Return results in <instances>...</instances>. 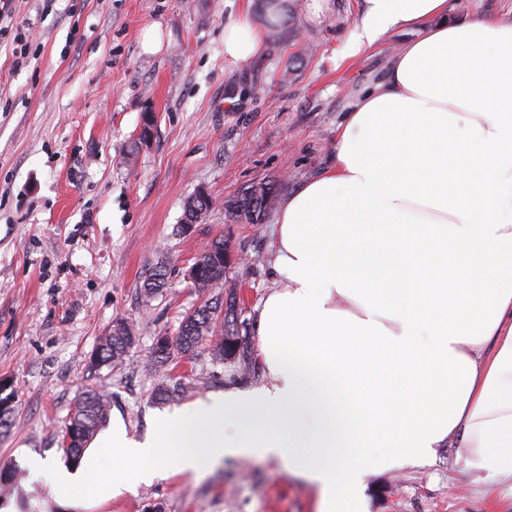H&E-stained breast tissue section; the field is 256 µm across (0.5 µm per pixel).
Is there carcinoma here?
Listing matches in <instances>:
<instances>
[{"label":"carcinoma","mask_w":512,"mask_h":512,"mask_svg":"<svg viewBox=\"0 0 512 512\" xmlns=\"http://www.w3.org/2000/svg\"><path fill=\"white\" fill-rule=\"evenodd\" d=\"M274 40L281 39L280 19L284 11L283 0H259ZM278 188L270 182L251 186L245 193L226 205V210L236 222L262 223L277 197ZM212 207L210 195L196 193L184 207V217L179 232L198 223V213L204 214ZM229 249L224 236L211 240L195 258L193 266L198 269L193 288L206 300L193 311L184 315L176 336L171 338L167 350H152L150 358L154 365L170 364L178 355H186L201 347H208L214 359L222 361L236 354L239 348L238 324L236 321V298L233 293H224L226 258ZM165 286L164 273L156 269L143 281L142 293L146 298L156 296ZM132 344L131 329L118 324L103 337L90 357L93 368L116 366L123 362ZM111 405L108 399L95 389L83 391L77 398L75 412L67 425L63 438L64 452L68 459L78 462L94 434L106 422Z\"/></svg>","instance_id":"1"}]
</instances>
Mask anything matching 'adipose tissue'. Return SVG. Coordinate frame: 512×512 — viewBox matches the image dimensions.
Instances as JSON below:
<instances>
[{"label":"adipose tissue","mask_w":512,"mask_h":512,"mask_svg":"<svg viewBox=\"0 0 512 512\" xmlns=\"http://www.w3.org/2000/svg\"><path fill=\"white\" fill-rule=\"evenodd\" d=\"M416 36L340 124L336 163L284 200L258 314L268 381L167 413L144 440L114 422L74 469L27 460L56 498L88 507L164 471L280 459L317 512H369L363 477L464 451L478 482L512 486V17L453 22L448 0H364L358 44ZM248 17L224 55L256 57ZM461 256L457 285L433 259ZM466 295L461 305L449 292Z\"/></svg>","instance_id":"1"}]
</instances>
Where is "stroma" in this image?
I'll list each match as a JSON object with an SVG mask.
<instances>
[{"label":"stroma","instance_id":"35a3bbf8","mask_svg":"<svg viewBox=\"0 0 512 512\" xmlns=\"http://www.w3.org/2000/svg\"><path fill=\"white\" fill-rule=\"evenodd\" d=\"M14 5L18 26L38 35L39 57L20 66L0 46V397L13 411L0 433V507L61 512L50 484L30 481L23 462L67 465L65 427L85 388L107 393L110 418L141 437L166 410L154 399L158 387L193 383L178 402L186 409L264 383L255 324L265 297L287 284L273 267L279 210L259 224L234 223L224 205L267 181L285 200L331 168L339 125L412 34L390 31L352 55L364 0H298L293 32L236 64L224 55V30L244 14L264 28L257 0ZM148 108L157 121L142 144ZM201 187L214 205L179 233ZM220 235L230 245L224 285L236 293L243 359L218 363L199 349L151 364L156 338L175 335L200 305L187 274ZM157 268L167 286L145 298L143 280ZM119 321L134 335L123 363L90 368ZM457 455L439 448L423 465L366 476L370 512H512V499L474 484ZM316 502L287 462L238 458L85 512H316Z\"/></svg>","mask_w":512,"mask_h":512}]
</instances>
